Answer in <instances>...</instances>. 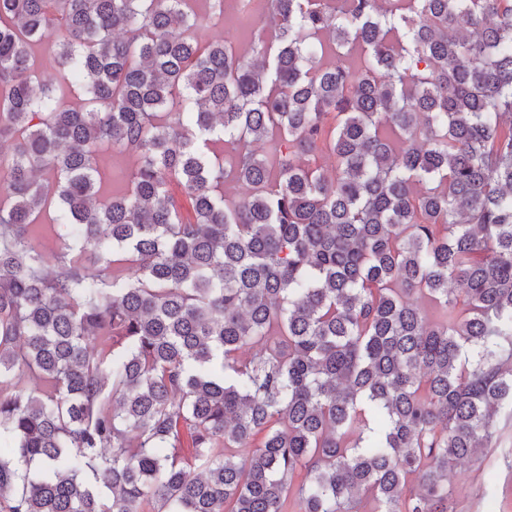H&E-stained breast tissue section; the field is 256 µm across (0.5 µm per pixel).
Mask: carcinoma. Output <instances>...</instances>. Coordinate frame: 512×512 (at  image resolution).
I'll use <instances>...</instances> for the list:
<instances>
[{
	"instance_id": "1",
	"label": "carcinoma",
	"mask_w": 512,
	"mask_h": 512,
	"mask_svg": "<svg viewBox=\"0 0 512 512\" xmlns=\"http://www.w3.org/2000/svg\"><path fill=\"white\" fill-rule=\"evenodd\" d=\"M185 4L0 0V512H448L512 406V0ZM132 167V158L128 154H114L111 150H103L97 156L101 188L104 195L119 193L128 186V175ZM122 174L118 175L117 171ZM54 224L49 214L44 215L36 223L35 232L39 236L36 242L42 244L45 249L47 261V269L52 272L56 269V254L60 251L59 239L67 236L68 230L64 224Z\"/></svg>"
}]
</instances>
